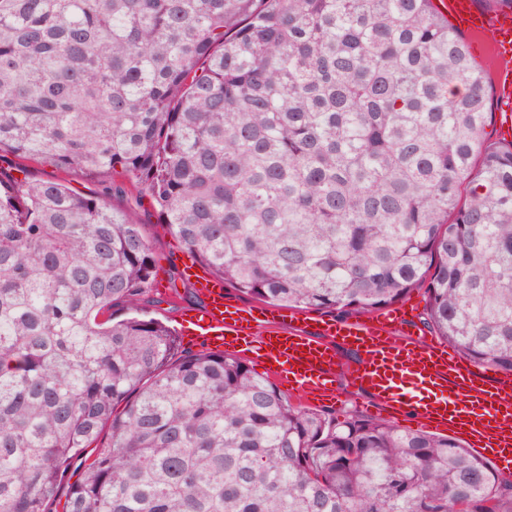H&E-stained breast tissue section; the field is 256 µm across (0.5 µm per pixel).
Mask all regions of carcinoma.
<instances>
[{"mask_svg": "<svg viewBox=\"0 0 512 512\" xmlns=\"http://www.w3.org/2000/svg\"><path fill=\"white\" fill-rule=\"evenodd\" d=\"M433 0H0V156L126 177L212 275L512 371V143ZM108 192L0 180V512H512L458 440L294 405L147 316ZM78 480L64 483L74 460Z\"/></svg>", "mask_w": 512, "mask_h": 512, "instance_id": "1", "label": "carcinoma"}]
</instances>
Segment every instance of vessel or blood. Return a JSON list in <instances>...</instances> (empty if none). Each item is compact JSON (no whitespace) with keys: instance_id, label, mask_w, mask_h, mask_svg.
I'll return each instance as SVG.
<instances>
[{"instance_id":"vessel-or-blood-1","label":"vessel or blood","mask_w":512,"mask_h":512,"mask_svg":"<svg viewBox=\"0 0 512 512\" xmlns=\"http://www.w3.org/2000/svg\"><path fill=\"white\" fill-rule=\"evenodd\" d=\"M453 33L484 36L491 48L494 109L512 112V9L483 10L477 0H438ZM200 299L182 315L192 344L242 354L279 370L290 391L334 401L333 381L343 370L336 346L358 355L352 384L369 391L372 408L439 432L467 437L479 455L512 473V373L475 369L456 351L428 342L412 309L400 305L372 319L307 318L288 308L234 302L222 280L181 256Z\"/></svg>"}]
</instances>
